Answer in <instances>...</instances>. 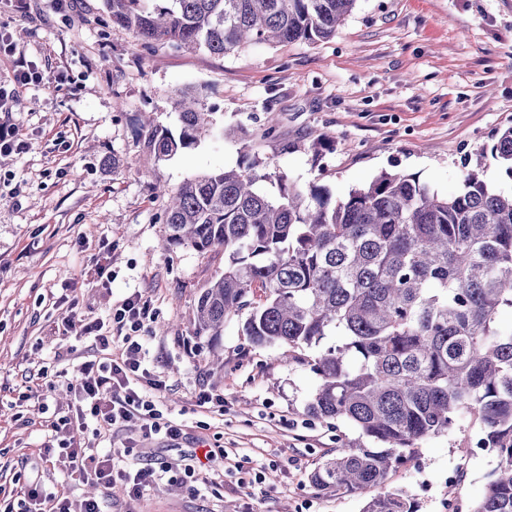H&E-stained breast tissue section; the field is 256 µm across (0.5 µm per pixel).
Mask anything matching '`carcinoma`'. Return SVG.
<instances>
[{
  "label": "carcinoma",
  "instance_id": "cac0c4a2",
  "mask_svg": "<svg viewBox=\"0 0 512 512\" xmlns=\"http://www.w3.org/2000/svg\"><path fill=\"white\" fill-rule=\"evenodd\" d=\"M356 0H103L114 25L137 41L224 55L248 42L335 36ZM174 134L148 122L156 157L170 160L214 131L199 92H171ZM491 155L512 180V126ZM271 178L243 156L170 190L169 246L224 250V271L200 293L194 335L214 341L246 314L252 344L316 346L345 337L307 362L319 379L307 412L347 420L373 443L338 445L310 475L321 491L365 499L363 512H418L388 473L416 457L421 440L473 416L498 460L473 512H512V191L462 172L441 195L413 175L382 172L338 198L317 183Z\"/></svg>",
  "mask_w": 512,
  "mask_h": 512
}]
</instances>
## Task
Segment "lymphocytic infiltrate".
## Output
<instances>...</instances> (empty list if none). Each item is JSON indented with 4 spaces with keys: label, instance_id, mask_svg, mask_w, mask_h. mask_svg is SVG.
Wrapping results in <instances>:
<instances>
[{
    "label": "lymphocytic infiltrate",
    "instance_id": "1",
    "mask_svg": "<svg viewBox=\"0 0 512 512\" xmlns=\"http://www.w3.org/2000/svg\"><path fill=\"white\" fill-rule=\"evenodd\" d=\"M150 302L136 293L128 297L121 308L112 314V322L122 331V346L113 350L110 336L102 334L100 323H87L82 327L85 335L94 339L95 358L83 361L79 371L84 380L77 390L76 420L80 430L91 431L93 436H110L114 426L138 422L145 435L164 434L177 438L182 429L176 422L164 419L157 404V395L163 384L151 378L145 366V353L140 336L150 320ZM124 454L134 460L135 468L116 469L110 455L87 453L83 446L72 443L61 444L55 459L76 480L91 483L108 490L121 485L127 497L138 498L152 487L159 486L167 473L166 468L139 465V451L126 447ZM0 512H102L97 498L80 500L57 493H44L32 488L26 500L0 502Z\"/></svg>",
    "mask_w": 512,
    "mask_h": 512
}]
</instances>
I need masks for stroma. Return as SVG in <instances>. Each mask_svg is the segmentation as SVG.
Returning a JSON list of instances; mask_svg holds the SVG:
<instances>
[{"label":"stroma","instance_id":"35a3bbf8","mask_svg":"<svg viewBox=\"0 0 512 512\" xmlns=\"http://www.w3.org/2000/svg\"><path fill=\"white\" fill-rule=\"evenodd\" d=\"M26 2L20 13L0 0V31L15 46L0 54V88L16 98L0 127L27 144L0 155V499H23L35 483L90 496L43 451L79 437L60 422L78 365L95 353L79 321L111 323L139 292L153 310L145 363L165 382L163 413L182 435L114 428L99 453L131 443L142 462L173 471L137 500L114 487L105 512H363L361 497L309 480L337 442L363 441L351 423L306 409L318 384L308 362L338 337L297 348L290 362L282 346L253 345L240 316L219 341L196 338V301L224 253L166 246L165 202L153 186L231 169L249 154L267 172L339 198L383 171L446 194L478 162L489 184L512 189L488 153L512 126V0H357L331 39L251 42L223 56L138 44L111 26L102 0ZM24 61L37 64L41 83L16 86ZM179 87L200 92L220 134L162 161L141 125L149 117L177 130ZM271 112L279 131L267 138ZM315 130L331 137L319 153ZM101 266L111 281H99ZM202 390L223 395V410L199 408ZM479 431L468 417L424 439L416 461L390 471L387 489L410 490L419 512L452 503L472 512L497 465L493 453L475 454ZM187 464L191 489L180 481Z\"/></svg>","mask_w":512,"mask_h":512}]
</instances>
